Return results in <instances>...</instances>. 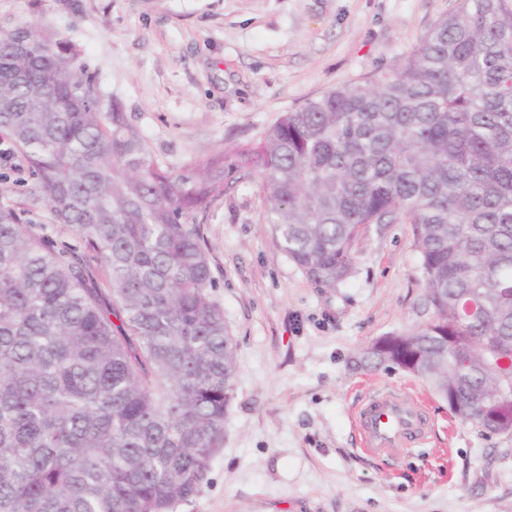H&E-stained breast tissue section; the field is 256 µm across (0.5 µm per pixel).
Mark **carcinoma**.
I'll list each match as a JSON object with an SVG mask.
<instances>
[{
	"label": "carcinoma",
	"mask_w": 512,
	"mask_h": 512,
	"mask_svg": "<svg viewBox=\"0 0 512 512\" xmlns=\"http://www.w3.org/2000/svg\"><path fill=\"white\" fill-rule=\"evenodd\" d=\"M0 133L34 176L0 203V512H173L199 493L236 344L189 225L256 172L276 242L324 287L370 225L416 226L433 318L363 358L512 434V0H456L382 80L178 169L75 45L18 27L0 33ZM42 207L74 243L31 224Z\"/></svg>",
	"instance_id": "carcinoma-1"
}]
</instances>
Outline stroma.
Here are the masks:
<instances>
[{
    "mask_svg": "<svg viewBox=\"0 0 512 512\" xmlns=\"http://www.w3.org/2000/svg\"><path fill=\"white\" fill-rule=\"evenodd\" d=\"M453 3L0 0V31L35 26L75 44L154 158L177 167L392 70ZM266 210L256 175L197 215L237 344L235 398L206 482L176 512H512V435L483 434L420 379L362 359L433 317L415 225L369 226L349 278L324 288L278 247ZM384 388L424 402L434 427L375 457L356 417Z\"/></svg>",
    "mask_w": 512,
    "mask_h": 512,
    "instance_id": "obj_1",
    "label": "stroma"
}]
</instances>
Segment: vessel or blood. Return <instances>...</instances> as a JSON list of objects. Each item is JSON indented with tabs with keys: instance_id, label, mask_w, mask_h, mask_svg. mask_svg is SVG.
<instances>
[{
	"instance_id": "vessel-or-blood-1",
	"label": "vessel or blood",
	"mask_w": 512,
	"mask_h": 512,
	"mask_svg": "<svg viewBox=\"0 0 512 512\" xmlns=\"http://www.w3.org/2000/svg\"><path fill=\"white\" fill-rule=\"evenodd\" d=\"M358 425L366 452L392 454L423 442L430 420L422 404L386 390L373 394L362 407Z\"/></svg>"
}]
</instances>
